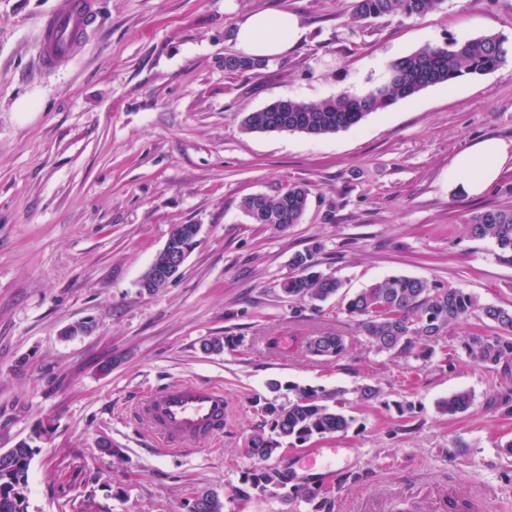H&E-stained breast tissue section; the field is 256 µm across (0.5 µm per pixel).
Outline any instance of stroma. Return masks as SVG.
Wrapping results in <instances>:
<instances>
[{
	"label": "stroma",
	"mask_w": 512,
	"mask_h": 512,
	"mask_svg": "<svg viewBox=\"0 0 512 512\" xmlns=\"http://www.w3.org/2000/svg\"><path fill=\"white\" fill-rule=\"evenodd\" d=\"M353 0H101L84 52L36 71L40 18L54 0H0V452L40 426L27 512H189L216 492L224 512H448L476 500L512 512V416L492 403L512 377L453 364L414 369L369 351L342 295L287 300L295 253L344 293L405 275L512 309V265L470 238L476 212L512 208V54L495 71L437 84L338 133H247L243 117L280 98L317 102L382 82L425 46L483 34L512 47V0H443L422 17L356 18ZM283 10L301 32L266 67L230 75L243 16ZM27 102L29 112L18 111ZM495 139L507 160L483 192L460 186L457 157ZM307 184L300 223H252L242 197ZM178 224H198L180 276L149 295L139 281ZM85 321L92 331L64 337ZM346 336L341 358L304 337ZM231 336L235 351L202 349ZM372 381L378 402L355 387ZM187 381L224 389V432L161 454L132 418L136 401ZM280 383L343 391L347 432L281 443V488L246 491L257 397ZM468 393L450 416L438 403ZM407 404L398 413L397 403ZM111 452L99 448L101 439Z\"/></svg>",
	"instance_id": "1"
}]
</instances>
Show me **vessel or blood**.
I'll return each mask as SVG.
<instances>
[{
  "label": "vessel or blood",
  "instance_id": "b4317fda",
  "mask_svg": "<svg viewBox=\"0 0 512 512\" xmlns=\"http://www.w3.org/2000/svg\"><path fill=\"white\" fill-rule=\"evenodd\" d=\"M99 9L100 0H55L39 26L37 63L41 70H54L84 50ZM135 415L142 429L172 452L223 433L224 393L194 382L165 387L143 398Z\"/></svg>",
  "mask_w": 512,
  "mask_h": 512
}]
</instances>
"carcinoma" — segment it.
Masks as SVG:
<instances>
[{"instance_id":"obj_1","label":"carcinoma","mask_w":512,"mask_h":512,"mask_svg":"<svg viewBox=\"0 0 512 512\" xmlns=\"http://www.w3.org/2000/svg\"><path fill=\"white\" fill-rule=\"evenodd\" d=\"M442 0H355L354 11L364 18L382 16L420 17L439 9ZM508 48L505 39L485 34L464 41L450 40L443 46H427L396 61L389 67L393 79L358 94L340 93L319 102L291 99L286 112H250L242 120L247 132H270L286 126L290 132L325 136L360 123L368 114L381 110L399 99L415 95L437 85L452 84L471 75H485L505 62ZM267 65V60L228 54L224 71L238 74ZM309 190L293 184L274 196L259 202L245 196L241 210L254 224H268L283 229L301 222L308 204ZM469 235L490 239L498 249L501 261L512 264V209H486L473 214L467 222ZM298 274L286 279L281 290L290 300L324 301L336 294L342 283L338 279L312 271L313 254L299 252L292 258ZM345 310L357 325L358 335L367 339L372 349L391 358H412L422 365L435 358L446 361L437 350L448 340V350L461 348L470 362L478 367L497 368L505 376L512 375V309L481 305L470 293L460 288H443L426 279L390 276L355 293L347 300ZM477 318L495 329L491 336L465 332L470 320ZM305 350L314 357L338 358L347 348L346 337L323 332L306 338ZM295 392L288 403L267 399L260 405L264 423L247 439L246 452L266 461L279 450L281 441L293 439L305 444L313 438H326L349 429L352 419L330 405L339 393L288 386ZM358 400H379L381 390L371 383L356 388ZM471 398L465 392L448 396L439 404L441 412L456 415L466 411ZM33 445L20 441L11 449L10 467L0 463V477H18L29 465ZM285 476L264 466L247 480L261 492L284 485ZM27 481L0 492V512H27ZM201 507L190 512H223L218 496L203 492L197 495Z\"/></svg>"}]
</instances>
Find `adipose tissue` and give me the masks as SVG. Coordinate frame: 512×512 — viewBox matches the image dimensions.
<instances>
[{
    "mask_svg": "<svg viewBox=\"0 0 512 512\" xmlns=\"http://www.w3.org/2000/svg\"><path fill=\"white\" fill-rule=\"evenodd\" d=\"M298 33L299 21L294 14L285 11L253 13L238 22L236 43L245 55L269 57L285 52ZM505 160V153L497 142L479 143L457 161L463 174V188L471 192L481 190L495 179Z\"/></svg>",
    "mask_w": 512,
    "mask_h": 512,
    "instance_id": "adipose-tissue-1",
    "label": "adipose tissue"
}]
</instances>
